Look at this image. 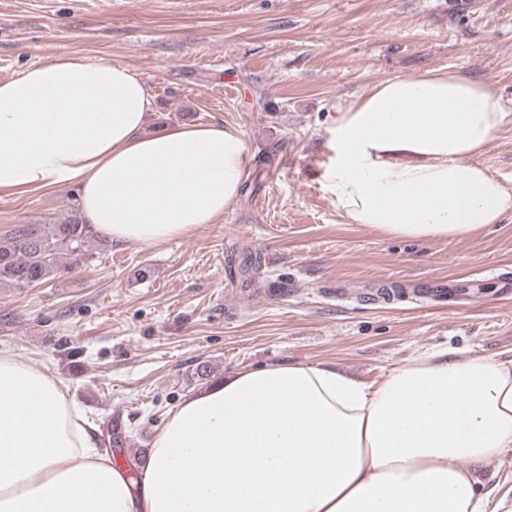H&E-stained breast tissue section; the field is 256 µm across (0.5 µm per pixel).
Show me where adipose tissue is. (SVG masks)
Instances as JSON below:
<instances>
[{
	"label": "adipose tissue",
	"instance_id": "1",
	"mask_svg": "<svg viewBox=\"0 0 512 512\" xmlns=\"http://www.w3.org/2000/svg\"><path fill=\"white\" fill-rule=\"evenodd\" d=\"M128 67L61 57L0 83V192L76 183L80 213L119 244L191 234L249 174L221 125L147 132ZM512 120L460 71L366 87L330 129L329 178L351 224L391 237H471L512 214L477 161ZM63 383L0 355V512H487L469 470L512 448V360L426 351L371 387L326 366L243 368L185 397L140 479L114 467Z\"/></svg>",
	"mask_w": 512,
	"mask_h": 512
}]
</instances>
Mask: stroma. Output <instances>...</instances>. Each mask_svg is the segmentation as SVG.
<instances>
[{"label":"stroma","instance_id":"1","mask_svg":"<svg viewBox=\"0 0 512 512\" xmlns=\"http://www.w3.org/2000/svg\"><path fill=\"white\" fill-rule=\"evenodd\" d=\"M75 56L138 73L157 110L148 130L221 123L243 135L248 183L233 210L159 245L92 243L88 265L35 288H0V354L48 368L89 416L145 464L191 392L268 363L328 365L370 386L428 349L512 360V214L466 239L393 238L334 204L327 146L338 110L400 74L459 70L512 110V0H0V82ZM277 147L274 161L267 148ZM478 161L512 186V124ZM77 185L0 193V238L56 224ZM261 255L252 287L229 273ZM468 282L441 306L371 299L390 282ZM512 512V448L475 471Z\"/></svg>","mask_w":512,"mask_h":512}]
</instances>
